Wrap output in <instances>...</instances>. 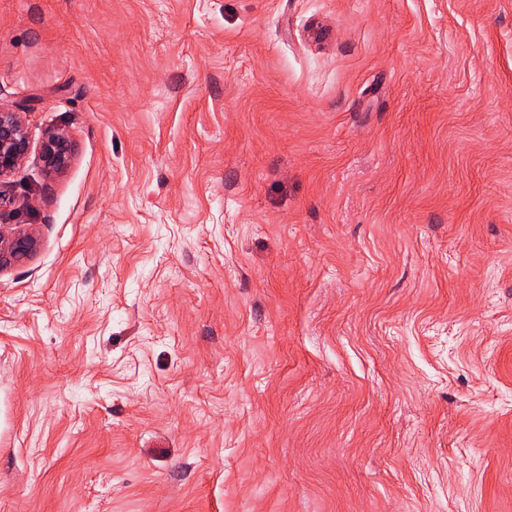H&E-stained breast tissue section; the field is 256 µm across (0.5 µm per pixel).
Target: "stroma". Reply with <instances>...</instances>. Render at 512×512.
Masks as SVG:
<instances>
[{
    "instance_id": "obj_1",
    "label": "stroma",
    "mask_w": 512,
    "mask_h": 512,
    "mask_svg": "<svg viewBox=\"0 0 512 512\" xmlns=\"http://www.w3.org/2000/svg\"><path fill=\"white\" fill-rule=\"evenodd\" d=\"M0 102V512H512V0H0ZM24 112L0 103V182L25 163L30 141ZM73 144L63 130L49 131L41 145V157L48 173L64 172L72 159ZM38 245L36 234L24 225H0V270L24 263Z\"/></svg>"
}]
</instances>
